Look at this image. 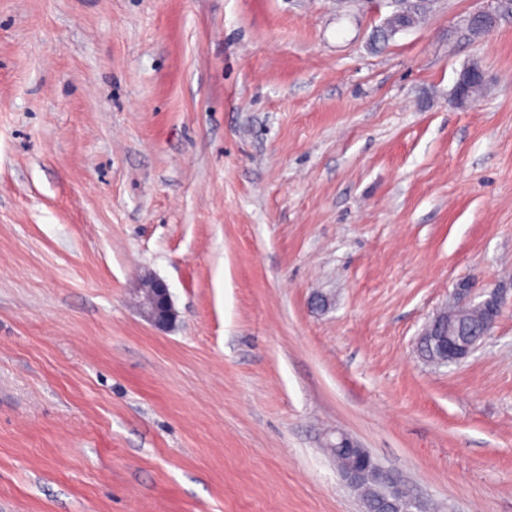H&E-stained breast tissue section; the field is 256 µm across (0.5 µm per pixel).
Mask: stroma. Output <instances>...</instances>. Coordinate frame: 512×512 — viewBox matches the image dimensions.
<instances>
[{
	"instance_id": "1",
	"label": "stroma",
	"mask_w": 512,
	"mask_h": 512,
	"mask_svg": "<svg viewBox=\"0 0 512 512\" xmlns=\"http://www.w3.org/2000/svg\"><path fill=\"white\" fill-rule=\"evenodd\" d=\"M488 3L381 44L371 0H0V512H363L340 433L435 512H512V302L416 351L459 281L512 289ZM493 7L479 9L470 13L465 19L468 33L474 38L488 35L497 25L499 18L506 15L512 16L511 0H494ZM486 88L485 74L478 62H473L468 68L461 71L455 83L452 100L456 105L465 106L473 102L472 90ZM136 293L139 310L152 326L165 329L176 320L171 294L164 281L150 273L140 275ZM474 290L472 281L461 280L454 289L453 299L457 300L459 306L469 305L482 311L484 320L479 311L467 309L455 315L454 332L455 336L471 340L480 336L483 327L481 341L476 344L460 343L454 336H449V312L447 309L440 311L426 323L418 338L417 350L424 361L437 367L460 364L491 335L506 301L504 289L482 288L478 301L475 300ZM432 337L437 342V351L427 353L423 344Z\"/></svg>"
}]
</instances>
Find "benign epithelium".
Returning a JSON list of instances; mask_svg holds the SVG:
<instances>
[{
    "label": "benign epithelium",
    "mask_w": 512,
    "mask_h": 512,
    "mask_svg": "<svg viewBox=\"0 0 512 512\" xmlns=\"http://www.w3.org/2000/svg\"><path fill=\"white\" fill-rule=\"evenodd\" d=\"M424 11L401 13L400 0H391L397 6L394 15H402L399 30H408L422 23L434 2L423 0ZM512 16V0H494V6L470 13L465 19L468 33L474 38L489 34L499 18ZM486 88L485 74L478 62H473L461 71L455 83L452 100L459 106L473 102L472 90ZM138 307L142 316L155 328L165 329L176 320L171 294L166 283L149 273L139 276L136 289ZM453 299L461 306L468 305L483 312L482 339H487L502 312L506 298L504 289L484 288L474 294V283L462 280L454 289ZM449 312H438L424 326L417 342L421 358L437 367L460 364L472 355L480 344L460 343L448 335ZM333 455L346 461L340 469L343 482L352 489H359L372 481L386 483L387 495L379 502L376 512H425L427 500L409 486L403 476L394 470L382 467L360 444L346 434H336V442L329 444Z\"/></svg>",
    "instance_id": "7a95c632"
}]
</instances>
